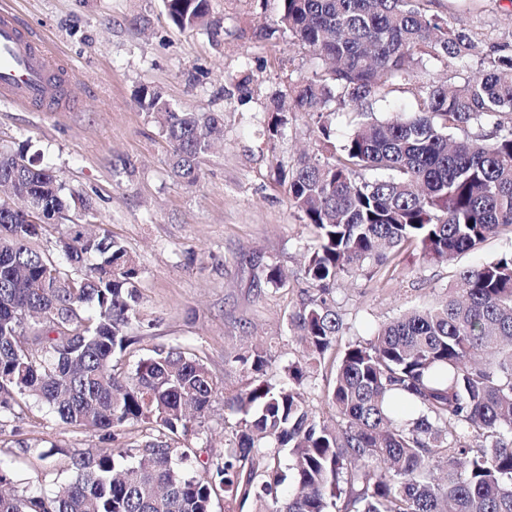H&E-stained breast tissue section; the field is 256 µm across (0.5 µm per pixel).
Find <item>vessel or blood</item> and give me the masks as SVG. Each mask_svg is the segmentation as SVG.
Segmentation results:
<instances>
[{"label":"vessel or blood","instance_id":"vessel-or-blood-1","mask_svg":"<svg viewBox=\"0 0 512 512\" xmlns=\"http://www.w3.org/2000/svg\"><path fill=\"white\" fill-rule=\"evenodd\" d=\"M0 97L23 106L64 111L72 83L43 42L8 11L0 12Z\"/></svg>","mask_w":512,"mask_h":512}]
</instances>
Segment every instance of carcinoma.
I'll list each match as a JSON object with an SVG mask.
<instances>
[{"label":"carcinoma","instance_id":"cac0c4a2","mask_svg":"<svg viewBox=\"0 0 512 512\" xmlns=\"http://www.w3.org/2000/svg\"><path fill=\"white\" fill-rule=\"evenodd\" d=\"M280 2L274 31L329 64L291 89L294 108L318 117V138L314 156L281 172L316 241L305 261L316 295L290 320L300 357L278 380L262 347L233 357L252 374L237 390L219 388L178 349L119 371L113 358L129 346L138 299L135 260L106 231L71 224L58 261L36 247L48 225L1 203L0 412L20 396L74 427L147 424L153 434L131 465L120 464L127 451L102 448L75 455L74 479L49 495L0 491V512H212L218 495L224 512H512V253L461 271L439 303L345 343L322 395L333 419L307 393L346 330L330 298L338 277H385L411 248L424 262L447 260L512 228V54L485 51L420 0ZM163 4L179 29L221 35L210 0ZM441 58L466 76L422 86L411 111L376 117L390 87ZM332 102L350 116L339 144ZM140 104L172 144L171 173L195 184L224 117L179 112L154 91ZM0 187L36 198L52 219L90 210L21 152L0 149ZM221 390L237 417L232 437L219 458L193 460L178 434Z\"/></svg>","mask_w":512,"mask_h":512}]
</instances>
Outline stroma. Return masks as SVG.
<instances>
[{
	"label": "stroma",
	"mask_w": 512,
	"mask_h": 512,
	"mask_svg": "<svg viewBox=\"0 0 512 512\" xmlns=\"http://www.w3.org/2000/svg\"><path fill=\"white\" fill-rule=\"evenodd\" d=\"M278 0H211L221 40L207 31H182L161 0H0L57 53L75 84L71 111L21 107L0 101V147L24 150L53 168L66 194L88 200L95 221L121 241L139 271L132 345L120 365L133 371L157 349L195 354L217 383L250 382L233 358L263 345L273 377L297 359L288 327L306 298L304 256L312 229L291 208L279 174L317 138L314 120L288 115L281 135L268 138L267 121L291 85L321 71L322 63L288 36H267ZM428 13L471 30L486 49L512 53V0H423ZM452 63L430 60L391 98L414 105L418 87L454 73ZM249 78L247 90L237 82ZM159 91L177 110L218 112L224 139L200 163L194 185L170 173L172 146L153 114L140 104L143 89ZM512 253V232L489 238L476 252L432 264H400L391 281L364 273L338 278L332 296L349 340L371 339L382 322L441 300L459 270ZM286 273L267 281L268 265ZM236 418L216 399L180 444L200 457L224 451ZM145 426L96 432L67 425L47 406L23 404L0 414V458L18 489L52 493L71 479L70 458L101 448H129Z\"/></svg>",
	"instance_id": "stroma-1"
}]
</instances>
